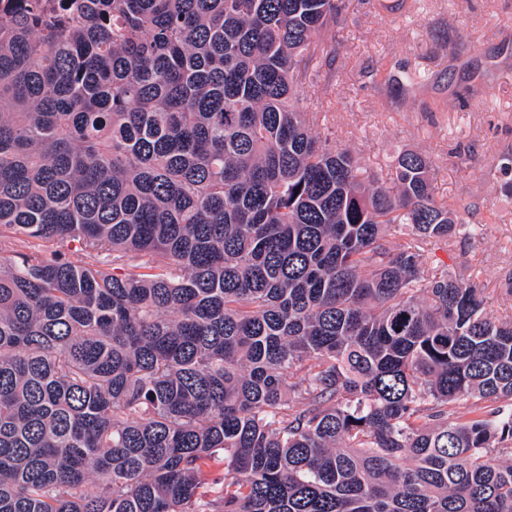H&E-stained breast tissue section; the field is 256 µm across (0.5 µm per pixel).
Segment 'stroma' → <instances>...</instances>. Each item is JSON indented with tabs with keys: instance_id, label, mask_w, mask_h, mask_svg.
Wrapping results in <instances>:
<instances>
[{
	"instance_id": "obj_1",
	"label": "stroma",
	"mask_w": 512,
	"mask_h": 512,
	"mask_svg": "<svg viewBox=\"0 0 512 512\" xmlns=\"http://www.w3.org/2000/svg\"><path fill=\"white\" fill-rule=\"evenodd\" d=\"M304 91L316 135L384 168L401 149L432 162L438 199L478 236L433 250L429 270L479 288L492 316H512V0H343ZM417 72L409 83L406 71Z\"/></svg>"
}]
</instances>
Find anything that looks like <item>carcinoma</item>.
Listing matches in <instances>:
<instances>
[{"label": "carcinoma", "instance_id": "obj_1", "mask_svg": "<svg viewBox=\"0 0 512 512\" xmlns=\"http://www.w3.org/2000/svg\"><path fill=\"white\" fill-rule=\"evenodd\" d=\"M338 12L0 0V512H512V318L312 131Z\"/></svg>", "mask_w": 512, "mask_h": 512}]
</instances>
